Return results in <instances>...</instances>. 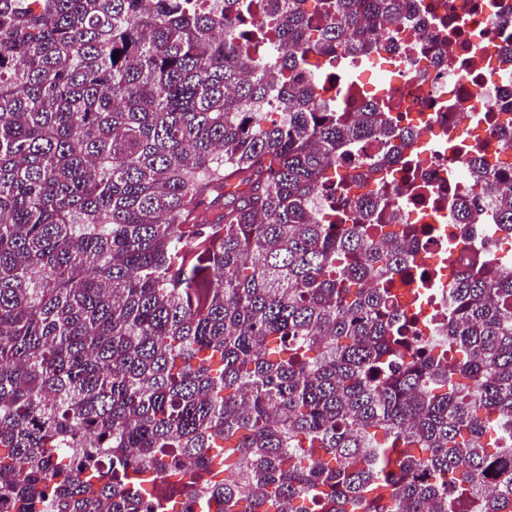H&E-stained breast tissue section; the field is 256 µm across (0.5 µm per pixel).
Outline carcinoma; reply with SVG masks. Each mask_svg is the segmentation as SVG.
Here are the masks:
<instances>
[{"instance_id": "obj_1", "label": "carcinoma", "mask_w": 512, "mask_h": 512, "mask_svg": "<svg viewBox=\"0 0 512 512\" xmlns=\"http://www.w3.org/2000/svg\"><path fill=\"white\" fill-rule=\"evenodd\" d=\"M416 5L0 0L1 502L512 512V269L448 272L447 344L410 335L419 228L348 192L413 133L302 74ZM368 138L374 166L336 169ZM470 179L511 236L512 189Z\"/></svg>"}]
</instances>
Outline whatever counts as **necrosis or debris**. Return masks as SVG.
Masks as SVG:
<instances>
[{
	"label": "necrosis or debris",
	"instance_id": "necrosis-or-debris-1",
	"mask_svg": "<svg viewBox=\"0 0 512 512\" xmlns=\"http://www.w3.org/2000/svg\"><path fill=\"white\" fill-rule=\"evenodd\" d=\"M430 11L375 26L384 67L341 54L322 60L309 77L319 99L349 109L357 102L351 74L369 82L377 98L399 107L401 126L419 127V152L404 150L389 187L404 220L421 225L414 244L431 278L424 312L432 318L424 339L448 323L449 268L460 269L481 255L511 266L512 253L491 223L472 225L459 243L461 206L472 205L470 160L512 162V0H427ZM463 138L449 152L443 137Z\"/></svg>",
	"mask_w": 512,
	"mask_h": 512
}]
</instances>
